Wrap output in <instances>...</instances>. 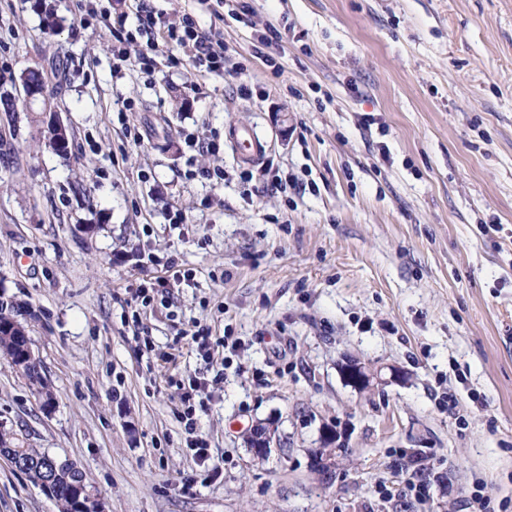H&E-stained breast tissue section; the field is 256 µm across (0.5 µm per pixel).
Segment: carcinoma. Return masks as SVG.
<instances>
[{"instance_id": "obj_1", "label": "carcinoma", "mask_w": 512, "mask_h": 512, "mask_svg": "<svg viewBox=\"0 0 512 512\" xmlns=\"http://www.w3.org/2000/svg\"><path fill=\"white\" fill-rule=\"evenodd\" d=\"M25 304L14 301L7 302L0 306V322L3 324L11 322L17 316H24V320L37 318V314L29 311H23ZM27 330V327L15 329L13 331H3L0 333V352L3 353L10 362L15 359L21 352L23 345V337L20 331ZM30 386L41 397L52 399V393L49 389L44 376L39 374L37 366H32L22 373ZM0 449L9 453L11 451L21 455L25 460L23 473L36 485L40 484L47 475L55 477V486L53 500L56 502L59 512H77L75 500L70 493L71 485L84 478L79 470H73L69 467H53L51 457L45 452H41L36 448H29L24 442L16 437L12 431L0 429Z\"/></svg>"}]
</instances>
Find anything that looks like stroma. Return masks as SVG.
I'll return each instance as SVG.
<instances>
[{
  "label": "stroma",
  "mask_w": 512,
  "mask_h": 512,
  "mask_svg": "<svg viewBox=\"0 0 512 512\" xmlns=\"http://www.w3.org/2000/svg\"><path fill=\"white\" fill-rule=\"evenodd\" d=\"M150 5L194 12L234 70L114 71L132 0H0V93L39 69L72 139L59 155L48 114L0 111V290L36 311L54 392L44 410L0 356V427L75 462L107 512H460L479 487L512 512V0ZM199 126L219 154L187 148ZM241 127L291 189L243 183ZM171 260L190 279L132 319ZM0 512L58 507L0 456Z\"/></svg>",
  "instance_id": "1"
}]
</instances>
